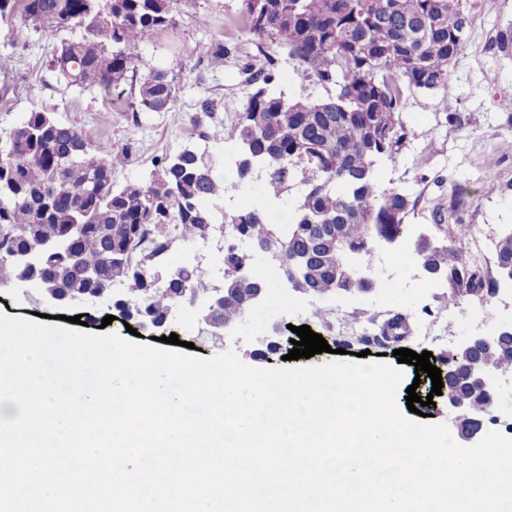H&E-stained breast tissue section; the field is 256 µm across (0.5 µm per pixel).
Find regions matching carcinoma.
I'll list each match as a JSON object with an SVG mask.
<instances>
[{
	"label": "carcinoma",
	"mask_w": 512,
	"mask_h": 512,
	"mask_svg": "<svg viewBox=\"0 0 512 512\" xmlns=\"http://www.w3.org/2000/svg\"><path fill=\"white\" fill-rule=\"evenodd\" d=\"M196 0H0V19L19 14L33 30L56 37L47 58L63 89L110 94L130 92L150 112H176L179 84L170 72L145 63L141 50L176 26L175 14ZM240 14L256 53L245 54V84L251 87L235 126L241 150L236 176L224 178V162L192 147L160 158L150 182L114 187L112 170L127 164L134 145L114 152L92 143L72 125L34 108L0 137V276L11 262L24 275L47 279L68 295H98L122 285L115 305L136 317L164 321L180 301L208 296L213 283L196 270L173 269L164 288L152 274L166 268L175 225L183 242L204 239L208 224H236L248 240L272 239L284 255L279 268L296 276L295 291L330 297L345 288L363 294L374 280L371 259L405 231L411 202L383 188L375 166L402 147L404 89L433 90L448 84V56L463 49L470 23L465 0L457 8H432V0H240ZM277 47L304 82L322 87L320 98L287 100L269 91ZM231 54L211 42L210 65ZM314 155V163L302 155ZM299 195L287 200L288 182ZM247 196L224 211L231 193ZM349 225L347 248L304 263L306 241L320 224ZM467 226L454 225L447 240L419 235L417 262L443 274L450 297L488 302L496 294L497 269L476 262L463 247ZM512 260V229L495 244V261ZM264 259L224 254V276L241 263ZM265 279L251 275L224 304H207L204 318L240 323L249 314L243 295ZM410 331L408 318L393 313L381 333L395 339ZM478 370L512 371V353L486 351L474 357ZM448 395L471 409L460 422L493 423L489 396L474 378L448 387Z\"/></svg>",
	"instance_id": "cac0c4a2"
}]
</instances>
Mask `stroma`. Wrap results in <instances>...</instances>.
<instances>
[{"instance_id":"obj_1","label":"stroma","mask_w":512,"mask_h":512,"mask_svg":"<svg viewBox=\"0 0 512 512\" xmlns=\"http://www.w3.org/2000/svg\"><path fill=\"white\" fill-rule=\"evenodd\" d=\"M497 2V8L488 10L469 0L466 46L448 70L447 87L405 95L400 118L406 139L395 158L378 161L377 173L383 186L404 189L416 205L405 219L401 241L378 249L372 259L375 290L359 297L338 294L324 300L325 316L316 321L309 313V296L294 291L277 263L270 261L262 275L268 282V302L283 307L278 319L267 318L258 307L242 326L215 340L197 312L179 309L163 336L174 333L179 340L193 343L195 356L201 358L231 349L245 364L271 368L282 366L284 355L292 350L296 326H310L331 347L330 352L310 357L314 365L330 361L331 351L338 348L390 354L402 346L436 355L443 346H456L465 337L512 324V287L500 288L487 303L457 304L450 300L445 283L429 281L410 258L417 233L437 234L432 218L437 211L452 212L454 223L469 225L471 234L491 244L512 228V153L501 148L504 140H512V109L502 104L504 95L512 93V54H503L495 44L499 31L512 30V0ZM198 3L197 12L179 15L176 29L145 52L146 61L170 69L180 81L176 108L181 118L177 121L145 111L131 95L126 96L124 109L115 110L99 93L53 86L32 27L18 17L0 22V50L14 57L12 71L0 73V133L12 129L21 113L37 107L50 111L62 124L78 127L87 140L112 150L134 143L129 163L112 172L114 184L121 187L148 179L158 157L198 143L200 133L219 126L225 139L214 149L223 155L226 167H234L239 146L231 132L246 102L245 76L233 55L223 66L210 68L206 51L215 39L229 47L249 48V36L239 0ZM207 97L217 102L211 115L199 110L200 100ZM446 98L454 100L453 110L443 109ZM458 185L463 188L459 196L454 193ZM490 185L495 188L491 194L486 191ZM397 311L408 315L411 327L398 345H368L333 327L337 320L356 316L379 325ZM0 312L28 320L37 312L77 315L94 334L100 333L105 316H112L110 329L121 335L128 321L114 296L59 308L35 288L16 282L0 284ZM275 323L283 325L284 332L270 350L256 338Z\"/></svg>"}]
</instances>
